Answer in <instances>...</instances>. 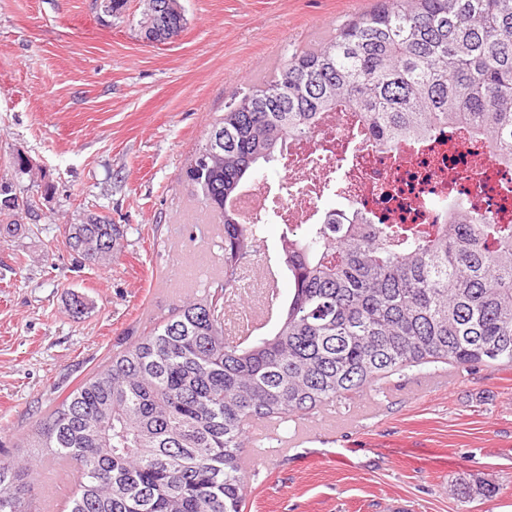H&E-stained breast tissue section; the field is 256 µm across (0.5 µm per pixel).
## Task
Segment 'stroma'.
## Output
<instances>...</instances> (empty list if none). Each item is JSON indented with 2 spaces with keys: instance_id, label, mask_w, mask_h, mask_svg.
<instances>
[{
  "instance_id": "obj_1",
  "label": "stroma",
  "mask_w": 512,
  "mask_h": 512,
  "mask_svg": "<svg viewBox=\"0 0 512 512\" xmlns=\"http://www.w3.org/2000/svg\"><path fill=\"white\" fill-rule=\"evenodd\" d=\"M175 42L148 44L143 0L100 20L91 0H0V182L37 205L39 235L0 238V461L16 462L60 402L127 337L176 300L224 277L222 232L180 175L224 105L267 60L329 36L374 0H181ZM24 152L49 172L16 175ZM124 225L109 263L78 268L63 227L85 211ZM444 364L406 371L356 422L305 415L314 434L261 470L244 512H512V365L414 386ZM41 464L34 512H67L75 481ZM495 475L498 493L462 503L460 480Z\"/></svg>"
}]
</instances>
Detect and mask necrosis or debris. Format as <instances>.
<instances>
[{
    "label": "necrosis or debris",
    "mask_w": 512,
    "mask_h": 512,
    "mask_svg": "<svg viewBox=\"0 0 512 512\" xmlns=\"http://www.w3.org/2000/svg\"><path fill=\"white\" fill-rule=\"evenodd\" d=\"M357 119L327 114L315 136L289 143L280 161L291 187L279 216L296 228L314 223L325 192V177L341 172L338 194L346 206L369 213L374 224H446L438 207L454 187L470 191L473 209L512 224V165L491 159L484 141L467 124L454 123L425 140L402 142L391 151L351 149Z\"/></svg>",
    "instance_id": "4bbe7bcc"
}]
</instances>
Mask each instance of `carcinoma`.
Instances as JSON below:
<instances>
[{"mask_svg":"<svg viewBox=\"0 0 512 512\" xmlns=\"http://www.w3.org/2000/svg\"><path fill=\"white\" fill-rule=\"evenodd\" d=\"M338 106L393 149L458 120L512 163V0H379L330 39L292 53L270 81L234 93L214 126L224 163L193 185L224 224V280L176 304L49 408L27 447L78 464L69 512H243L249 425L304 416L413 367L512 364V224L455 203L452 224H370L331 209L283 228L290 293L269 332L226 333L225 301L264 225L230 202ZM33 214L0 184V231ZM124 226L68 225L80 267L118 249ZM29 465L0 463V512H31ZM493 477L462 479L464 502Z\"/></svg>","mask_w":512,"mask_h":512,"instance_id":"carcinoma-1","label":"carcinoma"}]
</instances>
